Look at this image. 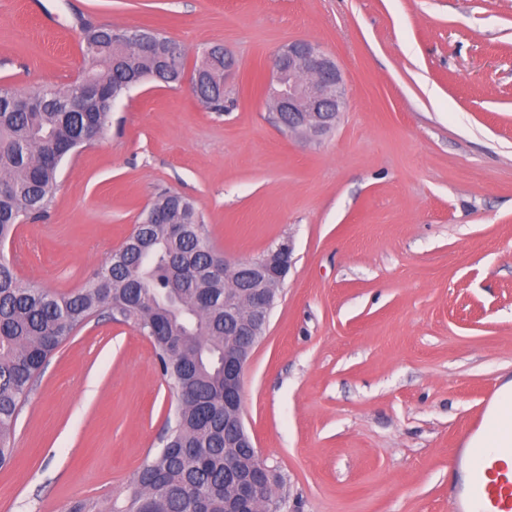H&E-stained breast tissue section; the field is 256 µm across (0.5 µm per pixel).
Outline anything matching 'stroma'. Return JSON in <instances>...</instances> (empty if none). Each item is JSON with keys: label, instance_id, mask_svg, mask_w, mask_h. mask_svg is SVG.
Returning <instances> with one entry per match:
<instances>
[{"label": "stroma", "instance_id": "obj_1", "mask_svg": "<svg viewBox=\"0 0 512 512\" xmlns=\"http://www.w3.org/2000/svg\"><path fill=\"white\" fill-rule=\"evenodd\" d=\"M82 19L221 42L239 70L223 112L185 85L131 88L6 246L21 279L81 288L164 192L229 258L291 238L241 388L284 512H449L458 438L512 374V0H0V84L73 82ZM298 38L351 101L319 140L288 135L263 92ZM175 405L152 341L102 313L24 401L0 512L121 505Z\"/></svg>", "mask_w": 512, "mask_h": 512}]
</instances>
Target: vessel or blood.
<instances>
[{
	"label": "vessel or blood",
	"mask_w": 512,
	"mask_h": 512,
	"mask_svg": "<svg viewBox=\"0 0 512 512\" xmlns=\"http://www.w3.org/2000/svg\"><path fill=\"white\" fill-rule=\"evenodd\" d=\"M465 484L457 488L456 512H512V447L473 448Z\"/></svg>",
	"instance_id": "1"
}]
</instances>
